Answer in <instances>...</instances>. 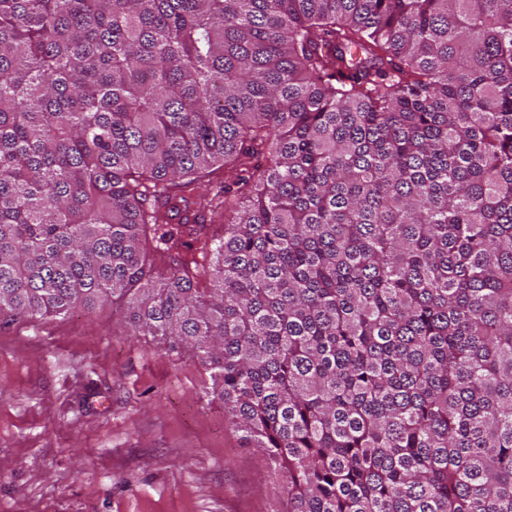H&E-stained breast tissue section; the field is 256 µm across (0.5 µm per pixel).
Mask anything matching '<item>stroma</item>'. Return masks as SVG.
Masks as SVG:
<instances>
[{
    "label": "stroma",
    "mask_w": 512,
    "mask_h": 512,
    "mask_svg": "<svg viewBox=\"0 0 512 512\" xmlns=\"http://www.w3.org/2000/svg\"><path fill=\"white\" fill-rule=\"evenodd\" d=\"M187 346L111 304L0 318V512H285Z\"/></svg>",
    "instance_id": "35a3bbf8"
}]
</instances>
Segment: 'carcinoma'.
Returning a JSON list of instances; mask_svg holds the SVG:
<instances>
[{"mask_svg": "<svg viewBox=\"0 0 512 512\" xmlns=\"http://www.w3.org/2000/svg\"><path fill=\"white\" fill-rule=\"evenodd\" d=\"M104 302L288 512H512V0H0V313Z\"/></svg>", "mask_w": 512, "mask_h": 512, "instance_id": "obj_1", "label": "carcinoma"}]
</instances>
